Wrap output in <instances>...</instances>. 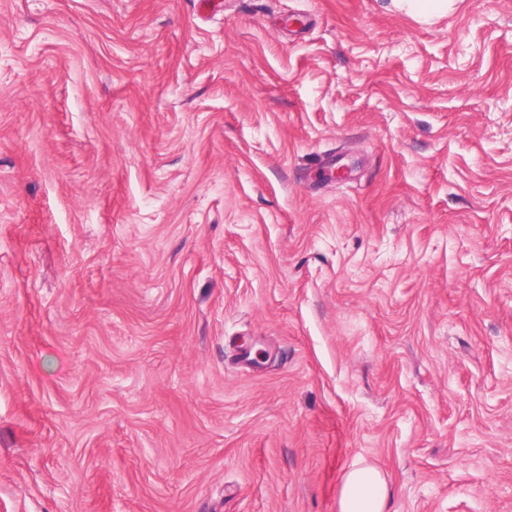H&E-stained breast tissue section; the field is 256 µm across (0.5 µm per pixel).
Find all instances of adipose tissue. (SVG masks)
I'll return each mask as SVG.
<instances>
[{"mask_svg":"<svg viewBox=\"0 0 512 512\" xmlns=\"http://www.w3.org/2000/svg\"><path fill=\"white\" fill-rule=\"evenodd\" d=\"M388 483L374 466L359 462L345 474L340 512H385Z\"/></svg>","mask_w":512,"mask_h":512,"instance_id":"1","label":"adipose tissue"}]
</instances>
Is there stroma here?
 Returning a JSON list of instances; mask_svg holds the SVG:
<instances>
[{"mask_svg":"<svg viewBox=\"0 0 512 512\" xmlns=\"http://www.w3.org/2000/svg\"><path fill=\"white\" fill-rule=\"evenodd\" d=\"M512 512V0H0V512ZM388 483L374 466L359 462L345 474L340 496L341 512H385Z\"/></svg>","mask_w":512,"mask_h":512,"instance_id":"obj_1","label":"stroma"}]
</instances>
